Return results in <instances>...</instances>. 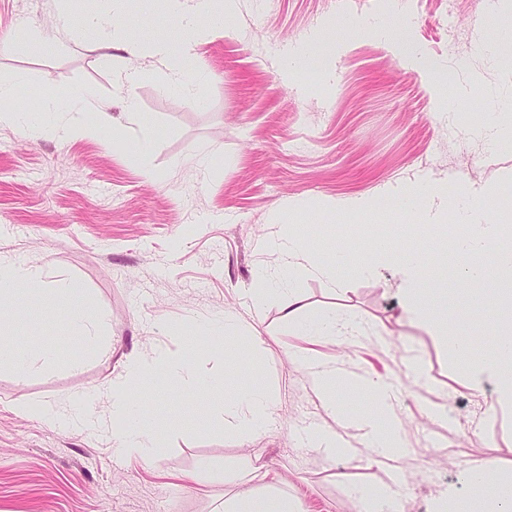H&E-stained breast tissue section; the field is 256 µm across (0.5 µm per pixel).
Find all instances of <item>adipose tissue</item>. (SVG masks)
I'll return each mask as SVG.
<instances>
[{
	"mask_svg": "<svg viewBox=\"0 0 512 512\" xmlns=\"http://www.w3.org/2000/svg\"><path fill=\"white\" fill-rule=\"evenodd\" d=\"M153 51L165 62L164 90L192 94L197 75L190 38H182L175 47L167 43L154 45ZM95 97L93 88H85L63 117L50 125L37 119L38 114L53 110L54 104L49 100L42 99L28 107L0 106V125H22L33 136L59 140L93 137L98 134L100 125L113 120L111 112L101 106L97 109V123L85 121V107ZM486 195L485 189L472 186L452 194L443 183L428 192L419 185H408L397 190L394 197L402 210L418 212L421 227L439 226L448 213L460 216L466 223L469 232L457 243L458 253L464 259L456 269L457 281L492 274L512 280V225L488 220ZM273 243L284 267L302 276H322L333 280L347 263L343 256L328 264L313 258L312 245L290 223L281 224ZM476 254L488 256V265L466 264V257ZM430 261L425 251L398 250L380 237L375 240L370 255L358 263L357 271L370 276L383 264L395 268L402 280L405 312L422 319L434 335L444 337L448 329L442 313L454 291L447 283L436 285L428 280L426 269ZM45 289L46 284L37 268L14 260L0 261L1 302L19 297L36 303ZM66 321L89 351L98 356L109 354L107 338L100 332L106 322L104 315L94 311H71ZM494 324L499 340L495 350L483 361H470L468 340H456L455 345L459 357L467 362L470 389L480 391L486 385H493L496 407L512 415V318L498 317ZM56 362L53 349H22L0 339V367L10 369L18 379L50 369ZM150 371L174 378L191 390H207L218 384L217 379L200 376L185 357L164 349L152 350L126 364L123 375L112 382V419L117 423L113 437L124 452L145 460L159 448L164 422L141 414L132 398L131 388ZM273 405V393L264 383L258 382L242 397L225 400L223 406L215 410L214 417L227 428L242 433H258L270 424ZM462 482V487L451 486L439 494L433 512H512V475L491 480L485 467L474 465L463 474ZM224 512H300V508L298 502L288 495L252 492L225 496Z\"/></svg>",
	"mask_w": 512,
	"mask_h": 512,
	"instance_id": "ef3b65f1",
	"label": "adipose tissue"
}]
</instances>
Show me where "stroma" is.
I'll use <instances>...</instances> for the list:
<instances>
[{"label": "stroma", "mask_w": 512, "mask_h": 512, "mask_svg": "<svg viewBox=\"0 0 512 512\" xmlns=\"http://www.w3.org/2000/svg\"><path fill=\"white\" fill-rule=\"evenodd\" d=\"M56 0H0V83L10 105L47 96L67 99L93 86L112 114L125 109L119 74L161 72L152 52L180 24L167 0L154 14L138 0H70V30L55 25ZM95 15L127 25L138 41L106 46L86 23ZM58 47L31 52L12 42L18 26ZM320 29L307 64L291 82L279 71L289 44ZM512 29V0L473 11L471 0H239L233 17L195 34V64L207 76L195 93L136 89V121L121 134L34 140L0 125V257L38 267L47 285L39 304L1 308L14 318L18 346H47L54 369L21 380L0 368V512H224V467L261 458L267 472L239 485H273L302 512H360L359 494L384 489L404 512H432L435 496L459 483L467 465L512 472V419L492 405L493 391L468 387L452 338L483 358L498 339L474 327V313H502L492 283H463L447 310L448 336L405 317L400 275L383 268L363 277L342 269L336 281L295 276L262 310L246 296L251 274L281 272L266 245L277 224L294 218L325 257L363 258L374 233L396 247L460 262L455 220L421 231L390 191L410 182L460 183L490 190L488 211L512 225V146L493 149L471 128L490 111L489 96L512 99V68L476 52ZM407 37L425 65L406 66L391 46ZM147 138V162L132 153ZM382 198L372 213L337 205ZM303 313L335 314L350 336H300L284 318L288 288ZM105 314L112 354H88L66 324L69 309ZM230 314L244 338L218 339L206 319ZM155 348L194 350L197 369L217 375L214 390L191 392L158 374L132 387L140 410L169 420L150 460L124 453L112 437V380L129 359ZM340 370L348 382L327 400L299 350ZM421 360L424 373L413 368ZM371 379L391 394L398 455L370 447ZM264 382L275 397L268 428L224 429L209 416L225 397ZM82 393L98 395L101 423L62 429L26 414L56 409ZM336 437L351 455L319 446ZM209 465L208 482L196 481Z\"/></svg>", "instance_id": "1"}]
</instances>
